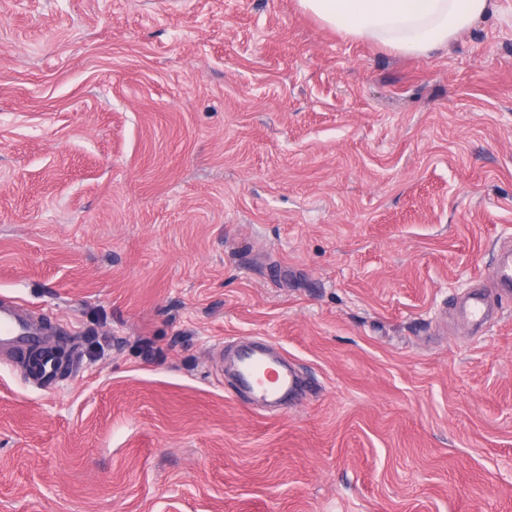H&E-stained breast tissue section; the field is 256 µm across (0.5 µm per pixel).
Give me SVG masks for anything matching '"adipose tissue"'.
Listing matches in <instances>:
<instances>
[{
  "instance_id": "adipose-tissue-1",
  "label": "adipose tissue",
  "mask_w": 512,
  "mask_h": 512,
  "mask_svg": "<svg viewBox=\"0 0 512 512\" xmlns=\"http://www.w3.org/2000/svg\"><path fill=\"white\" fill-rule=\"evenodd\" d=\"M325 26L402 54L426 56L464 34L489 0H298Z\"/></svg>"
}]
</instances>
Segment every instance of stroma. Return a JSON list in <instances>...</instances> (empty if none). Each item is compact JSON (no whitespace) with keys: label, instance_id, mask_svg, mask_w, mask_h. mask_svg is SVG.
I'll return each mask as SVG.
<instances>
[{"label":"stroma","instance_id":"obj_1","mask_svg":"<svg viewBox=\"0 0 512 512\" xmlns=\"http://www.w3.org/2000/svg\"><path fill=\"white\" fill-rule=\"evenodd\" d=\"M512 0L427 57L297 0H0V512H512ZM265 339L308 382L238 392ZM491 306V296L485 292H479L470 298L460 314L474 326L480 327L488 317ZM50 335L48 325L23 313L22 307L12 300L0 301V352L18 350L26 352L42 344Z\"/></svg>","mask_w":512,"mask_h":512}]
</instances>
